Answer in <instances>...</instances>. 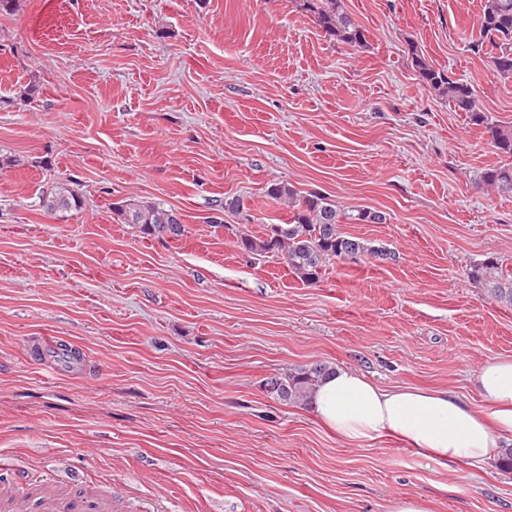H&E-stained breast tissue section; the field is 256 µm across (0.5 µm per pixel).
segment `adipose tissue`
<instances>
[{
  "instance_id": "adipose-tissue-1",
  "label": "adipose tissue",
  "mask_w": 512,
  "mask_h": 512,
  "mask_svg": "<svg viewBox=\"0 0 512 512\" xmlns=\"http://www.w3.org/2000/svg\"><path fill=\"white\" fill-rule=\"evenodd\" d=\"M474 385L485 403L480 411L445 389H385L341 367L317 386L311 405L346 442L360 445L393 435L440 466H480L499 455L504 440H512V357L484 364Z\"/></svg>"
}]
</instances>
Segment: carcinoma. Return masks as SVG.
I'll use <instances>...</instances> for the list:
<instances>
[{
	"mask_svg": "<svg viewBox=\"0 0 512 512\" xmlns=\"http://www.w3.org/2000/svg\"><path fill=\"white\" fill-rule=\"evenodd\" d=\"M299 9L308 13L316 26L326 35L351 47L365 43L362 26L349 14L342 0H295ZM481 41L491 45L496 53L490 56L492 65L502 76H512V0H485L479 18ZM413 61L421 81L436 96L448 101L458 112H465L472 124L484 128L498 153L512 159V128L489 120L476 98L473 86L451 77L447 71L430 65L424 57L414 54ZM477 187L500 195L512 194V162L486 168L475 177ZM266 196L287 208L288 219L282 224L266 225L264 236L243 232L237 238V247L255 260L277 257L301 282L320 281L326 261L345 259V256L367 254L384 258L388 252L369 246L340 231L341 224H380L379 212L360 209L347 212L336 202L319 193L300 195L286 182L267 186ZM40 204L50 211L77 210L83 204L80 193L71 182L57 181L42 191ZM244 208L239 197L227 198L211 217L213 223H223L224 217L239 213ZM115 213L125 224L132 225L145 237L169 236L177 239L185 228L174 210L163 202L127 200L114 206ZM469 280L484 288L497 302L512 307V270L503 268L494 258H488L470 267ZM333 368L323 362L295 368L282 376L268 379L273 387L270 396L293 404H305L314 387Z\"/></svg>",
	"mask_w": 512,
	"mask_h": 512,
	"instance_id": "obj_1",
	"label": "carcinoma"
}]
</instances>
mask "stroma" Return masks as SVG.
<instances>
[{"label": "stroma", "mask_w": 512, "mask_h": 512, "mask_svg": "<svg viewBox=\"0 0 512 512\" xmlns=\"http://www.w3.org/2000/svg\"><path fill=\"white\" fill-rule=\"evenodd\" d=\"M483 0H344L366 44L295 0H16L0 11V485L39 476L121 512H512V471L440 467L402 442L342 441L268 378L326 362L379 386L445 388L512 357V308L467 278L512 267V195L473 186L503 160L412 63L471 83L512 125V77L479 46ZM83 205L47 211L49 180ZM284 181L390 251L299 281L242 254L287 212ZM243 211L207 218L225 198ZM164 202L182 241L141 237L114 203ZM85 359L52 379L35 338Z\"/></svg>", "instance_id": "stroma-1"}]
</instances>
